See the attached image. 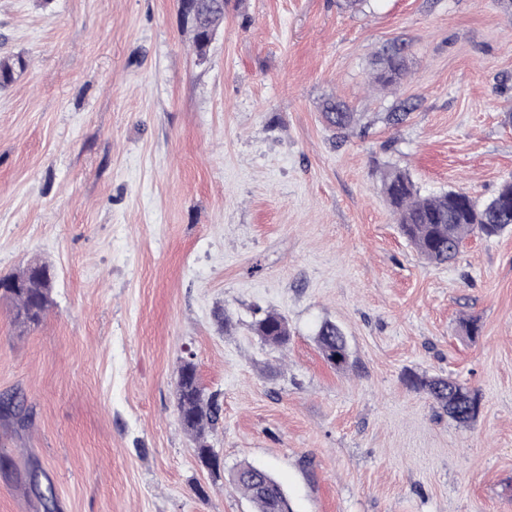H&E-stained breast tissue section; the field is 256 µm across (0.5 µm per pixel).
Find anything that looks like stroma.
I'll list each match as a JSON object with an SVG mask.
<instances>
[{"instance_id":"obj_1","label":"stroma","mask_w":512,"mask_h":512,"mask_svg":"<svg viewBox=\"0 0 512 512\" xmlns=\"http://www.w3.org/2000/svg\"><path fill=\"white\" fill-rule=\"evenodd\" d=\"M396 39L410 75L371 90ZM184 40L177 0H0V58L24 61L0 90V276L54 273L37 327L0 299V396L27 413L0 418V512H45L33 475L54 512H252L243 462L293 512H512V233L430 265L379 191L393 166L482 201L512 175V11L228 0L205 62ZM329 98L358 114L340 140ZM257 306L286 350L254 336ZM326 320L346 369L317 348ZM187 359L223 407L216 473L179 421ZM411 371L478 391L476 421ZM251 328L265 345L281 350L288 347L291 330L281 314L266 310L255 318ZM316 336L319 350L328 363L338 369L348 365L349 354L346 337L343 330L336 323L324 321L318 328ZM334 354H336L335 363L331 361ZM232 481L252 503L253 512L291 511L286 491L268 469L242 463L233 471Z\"/></svg>"}]
</instances>
